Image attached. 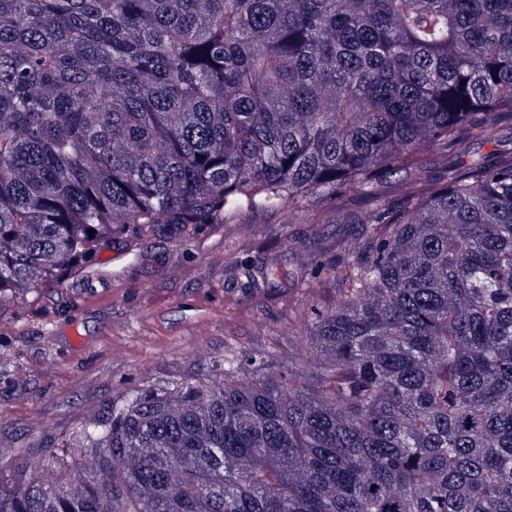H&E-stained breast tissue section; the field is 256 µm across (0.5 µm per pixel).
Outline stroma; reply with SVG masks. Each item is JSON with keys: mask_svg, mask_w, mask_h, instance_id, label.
<instances>
[{"mask_svg": "<svg viewBox=\"0 0 512 512\" xmlns=\"http://www.w3.org/2000/svg\"><path fill=\"white\" fill-rule=\"evenodd\" d=\"M433 149L380 188L395 199L437 177ZM345 190L302 209L245 213L228 224L173 232L132 228L38 293L0 305V476L37 465L113 397L204 374L228 344L280 367L305 357L297 341L310 306L332 301L342 254L301 267L293 245L347 238L362 213ZM275 263L276 286L253 293L246 271Z\"/></svg>", "mask_w": 512, "mask_h": 512, "instance_id": "obj_1", "label": "stroma"}]
</instances>
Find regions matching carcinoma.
Wrapping results in <instances>:
<instances>
[{
    "label": "carcinoma",
    "mask_w": 512,
    "mask_h": 512,
    "mask_svg": "<svg viewBox=\"0 0 512 512\" xmlns=\"http://www.w3.org/2000/svg\"><path fill=\"white\" fill-rule=\"evenodd\" d=\"M503 126L512 0H0V302L131 224L369 203L315 367L130 389L0 512H512V152L461 137ZM448 167V152L433 149L418 157V165L384 182L379 187L382 198L392 200L421 185L425 178H435Z\"/></svg>",
    "instance_id": "1"
}]
</instances>
